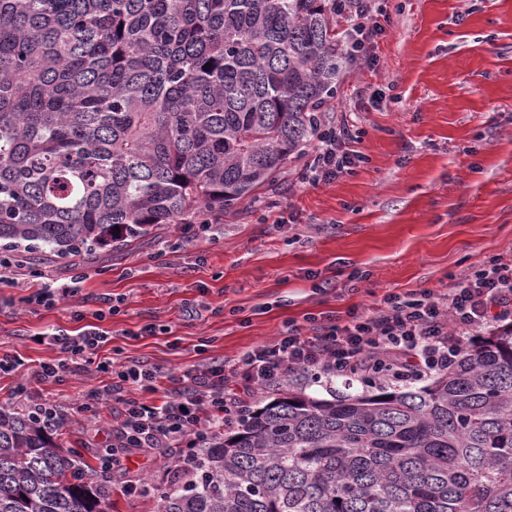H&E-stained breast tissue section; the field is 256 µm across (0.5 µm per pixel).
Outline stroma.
Returning a JSON list of instances; mask_svg holds the SVG:
<instances>
[{
	"instance_id": "obj_1",
	"label": "stroma",
	"mask_w": 512,
	"mask_h": 512,
	"mask_svg": "<svg viewBox=\"0 0 512 512\" xmlns=\"http://www.w3.org/2000/svg\"><path fill=\"white\" fill-rule=\"evenodd\" d=\"M391 17L374 43L377 64L346 66L328 110L361 132L365 160L330 184L301 183L304 158L224 221L190 235L160 225L83 263L49 252H10L14 279L0 283V356L22 359L0 377V407L51 398L66 411L55 442L92 461L112 428L75 413V399L107 384L78 370L38 381L54 359L34 336L55 325L77 330L101 299L121 302L106 317L101 356L176 372L233 362L306 314L379 306L388 293L446 292L456 279L512 256V0H387ZM293 214L278 223L280 212ZM82 277L80 291L53 308L27 304L42 283ZM162 334L140 335L147 324ZM23 394H16L17 385Z\"/></svg>"
}]
</instances>
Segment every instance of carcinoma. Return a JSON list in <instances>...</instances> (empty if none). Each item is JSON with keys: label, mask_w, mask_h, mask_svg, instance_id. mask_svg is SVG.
Here are the masks:
<instances>
[{"label": "carcinoma", "mask_w": 512, "mask_h": 512, "mask_svg": "<svg viewBox=\"0 0 512 512\" xmlns=\"http://www.w3.org/2000/svg\"><path fill=\"white\" fill-rule=\"evenodd\" d=\"M343 41L336 0H0V242L90 261L221 223L312 144ZM361 384L282 388L194 480L154 486L160 512H512V325L424 386ZM111 501L112 477L0 410V512Z\"/></svg>", "instance_id": "cac0c4a2"}]
</instances>
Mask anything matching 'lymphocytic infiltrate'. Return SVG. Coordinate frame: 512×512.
I'll return each instance as SVG.
<instances>
[{"instance_id":"lymphocytic-infiltrate-1","label":"lymphocytic infiltrate","mask_w":512,"mask_h":512,"mask_svg":"<svg viewBox=\"0 0 512 512\" xmlns=\"http://www.w3.org/2000/svg\"><path fill=\"white\" fill-rule=\"evenodd\" d=\"M348 17L344 51L374 64L370 38L383 31L388 14L366 0H352ZM351 138L346 124L320 130L305 181L328 184L362 163L361 152L347 147ZM94 317L74 335L48 329L58 355L40 362L32 376L59 381L72 369L90 367L108 375L109 384L85 395L75 409L97 418L109 402L118 403L112 435L95 449V459L104 472L123 477L126 494L146 497L150 483L132 474L133 456L175 448L176 468L192 470L197 445L233 425L255 396L278 389L294 375L376 380L386 370L412 378L446 367L478 329L512 320V261L495 259L443 295L391 293L368 311L353 307L337 317L307 314L305 325L285 324L272 342L247 350L233 365H192L176 375L144 362L99 358L112 333L100 325L105 310H96Z\"/></svg>"}]
</instances>
